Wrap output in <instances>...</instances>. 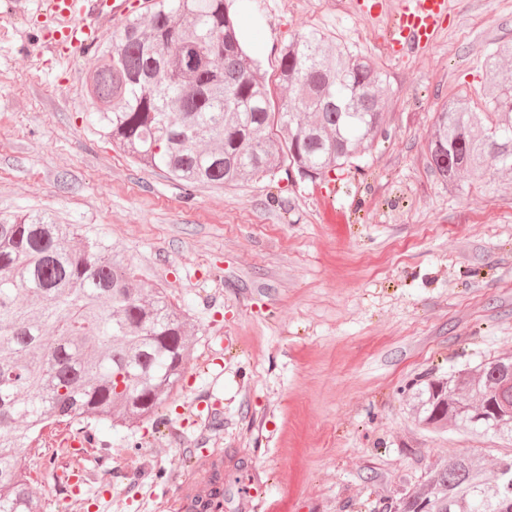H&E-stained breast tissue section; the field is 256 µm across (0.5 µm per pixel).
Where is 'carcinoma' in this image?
<instances>
[{
    "label": "carcinoma",
    "mask_w": 512,
    "mask_h": 512,
    "mask_svg": "<svg viewBox=\"0 0 512 512\" xmlns=\"http://www.w3.org/2000/svg\"><path fill=\"white\" fill-rule=\"evenodd\" d=\"M512 45L486 60L484 108L455 97L438 113L430 159L451 187L464 175L512 173ZM280 98L244 51L224 0H152L97 50L89 94L112 140L187 186L221 187L288 165L314 179L352 164L383 128V71L318 31L281 53ZM193 336L157 288H142L98 237L41 212L0 213V512H40L21 465L43 429L97 438L91 422L162 424ZM411 410L432 431L448 423L512 441V356L475 372L414 382ZM196 512H222L224 477L208 479ZM393 512H512V454L493 479L478 459L431 465L392 500Z\"/></svg>",
    "instance_id": "1"
}]
</instances>
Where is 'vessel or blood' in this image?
Listing matches in <instances>:
<instances>
[{"instance_id": "obj_1", "label": "vessel or blood", "mask_w": 512, "mask_h": 512, "mask_svg": "<svg viewBox=\"0 0 512 512\" xmlns=\"http://www.w3.org/2000/svg\"><path fill=\"white\" fill-rule=\"evenodd\" d=\"M49 14L65 23V45L76 52L95 44L101 30L85 23L84 15L94 13L108 19L129 9L128 0H42ZM358 10L364 16L381 22L383 41L391 55H401L431 44L448 15V0H399L388 8L386 0H360ZM206 492L202 480L184 483L173 506L176 512H190L196 498Z\"/></svg>"}]
</instances>
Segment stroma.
Segmentation results:
<instances>
[{
    "label": "stroma",
    "mask_w": 512,
    "mask_h": 512,
    "mask_svg": "<svg viewBox=\"0 0 512 512\" xmlns=\"http://www.w3.org/2000/svg\"><path fill=\"white\" fill-rule=\"evenodd\" d=\"M0 0V212L45 211L102 237L135 281L165 289L195 339L160 413L173 427L98 425L109 446L44 433L23 464L43 512H169L213 460L224 512H377L427 467L512 442L425 430L407 387L512 354V178L452 188L430 165L435 114L482 102L487 56L512 44V0H449L431 46L394 57L355 0H228L266 81L306 30L387 75V138L353 166L278 172L193 196L102 132L91 51L40 44V0ZM80 458L79 493L55 480Z\"/></svg>",
    "instance_id": "35a3bbf8"
}]
</instances>
